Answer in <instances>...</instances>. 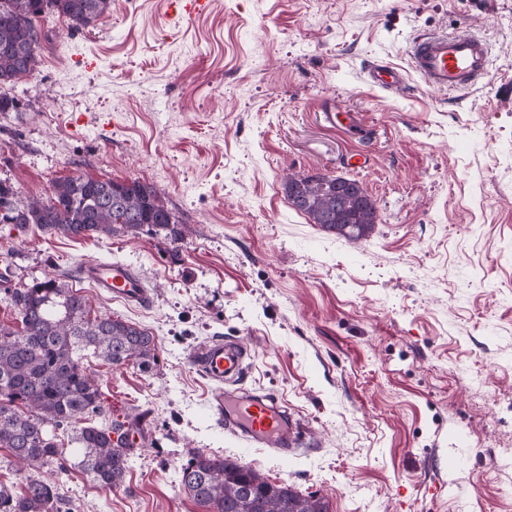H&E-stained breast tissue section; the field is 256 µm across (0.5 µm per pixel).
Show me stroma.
Returning a JSON list of instances; mask_svg holds the SVG:
<instances>
[{
  "instance_id": "stroma-1",
  "label": "stroma",
  "mask_w": 512,
  "mask_h": 512,
  "mask_svg": "<svg viewBox=\"0 0 512 512\" xmlns=\"http://www.w3.org/2000/svg\"><path fill=\"white\" fill-rule=\"evenodd\" d=\"M38 29L34 71L0 87V179L24 199L80 174L138 181L185 227L174 244L0 224L12 284L57 279L157 341L148 372L84 359L113 412H145L150 440L106 491L45 466L65 512H207L178 481L198 448L329 512H512V0H210L190 18L112 0L96 26ZM459 30L491 43L488 82H366L373 61L407 66L416 35ZM333 106L360 132L325 123ZM316 172L359 180L368 237L290 206L287 177ZM90 259L133 267L151 304L98 294L78 277ZM220 337L252 355L243 388L299 424L288 459L211 415L215 386L189 357Z\"/></svg>"
}]
</instances>
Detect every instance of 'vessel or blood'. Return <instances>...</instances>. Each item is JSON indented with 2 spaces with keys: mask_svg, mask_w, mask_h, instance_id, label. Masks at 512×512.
<instances>
[{
  "mask_svg": "<svg viewBox=\"0 0 512 512\" xmlns=\"http://www.w3.org/2000/svg\"><path fill=\"white\" fill-rule=\"evenodd\" d=\"M410 60L413 71L431 89L459 92L490 77L488 46L469 33L418 36L412 44ZM366 79L384 90H397L406 83L404 72L386 62L370 65ZM79 274L99 291L126 302L144 305L151 299L141 275L127 264L92 259L81 265ZM246 358L244 344L228 339L214 340L194 350L190 362L207 379L219 383L210 410L225 432L281 456L293 454L300 444L298 430L277 398L235 387L245 371Z\"/></svg>",
  "mask_w": 512,
  "mask_h": 512,
  "instance_id": "vessel-or-blood-1",
  "label": "vessel or blood"
}]
</instances>
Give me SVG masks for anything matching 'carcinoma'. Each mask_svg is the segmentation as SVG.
Returning a JSON list of instances; mask_svg holds the SVG:
<instances>
[{
  "label": "carcinoma",
  "instance_id": "obj_1",
  "mask_svg": "<svg viewBox=\"0 0 512 512\" xmlns=\"http://www.w3.org/2000/svg\"><path fill=\"white\" fill-rule=\"evenodd\" d=\"M111 0H0V85L30 73L36 64V19L58 14L77 29L96 24ZM296 190L302 212L321 229L349 241L372 230L376 209L359 181L336 184L325 174L291 178L285 192ZM12 227L40 230L67 238L133 235L143 227L164 230L170 241L182 240L175 216L155 191L139 182L91 175L54 184L44 200H21L17 189L0 181V205ZM16 324L0 322V448L26 469L52 462L62 470L78 469L100 488L110 490L124 479L129 461L147 436L144 413L112 418L98 381L82 360L94 356L120 367L130 363L144 371L157 361L156 338L147 329L119 318L91 317L81 292L54 278L4 289ZM71 432L75 444L66 452L56 431ZM180 482L207 512H328L323 499L294 486L273 484L256 470L222 456L196 450L181 467ZM0 512H62L55 486L25 477L21 491L0 482Z\"/></svg>",
  "mask_w": 512,
  "mask_h": 512
}]
</instances>
